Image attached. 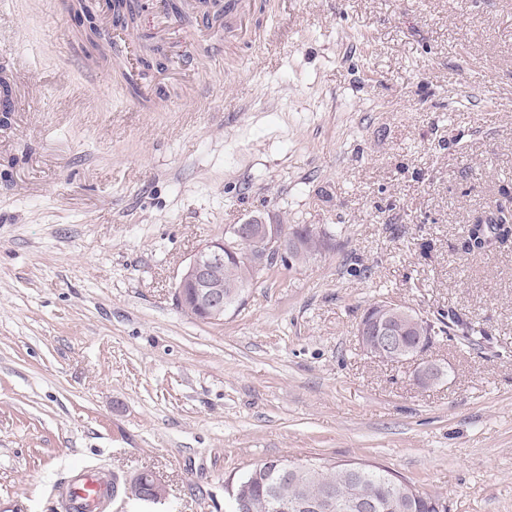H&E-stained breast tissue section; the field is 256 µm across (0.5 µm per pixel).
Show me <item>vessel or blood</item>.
Returning a JSON list of instances; mask_svg holds the SVG:
<instances>
[{"instance_id": "1", "label": "vessel or blood", "mask_w": 512, "mask_h": 512, "mask_svg": "<svg viewBox=\"0 0 512 512\" xmlns=\"http://www.w3.org/2000/svg\"><path fill=\"white\" fill-rule=\"evenodd\" d=\"M198 55L187 57L182 63L183 75L197 71L198 56H205L212 64L224 62V39L208 27L196 30ZM112 50L131 74H138L141 58L136 41L121 28L109 34ZM56 504L60 512H107L112 504V477L103 471L86 468L73 473L57 489Z\"/></svg>"}]
</instances>
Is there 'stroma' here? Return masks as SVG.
<instances>
[{
    "mask_svg": "<svg viewBox=\"0 0 512 512\" xmlns=\"http://www.w3.org/2000/svg\"><path fill=\"white\" fill-rule=\"evenodd\" d=\"M263 41L181 62L137 102L112 44L64 0H0V512H54L95 467L151 471L159 501L112 512H230L276 458L385 467L448 512H512V242L462 255L512 191V0H286ZM313 224L316 259L275 267L223 321L174 293L234 225ZM430 243L422 255L421 243ZM387 300L492 337L437 334L417 362L367 355ZM420 359V360H421ZM455 336L467 340L471 339L472 336H480V339L486 342L491 341V336H488L483 328L476 329L465 314L451 310L448 311V339L452 340Z\"/></svg>",
    "mask_w": 512,
    "mask_h": 512,
    "instance_id": "35a3bbf8",
    "label": "stroma"
}]
</instances>
